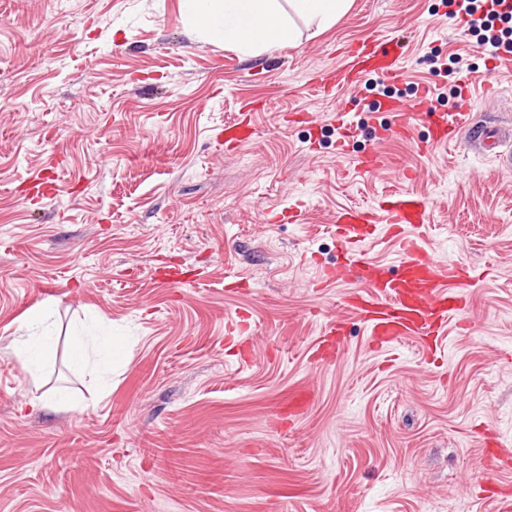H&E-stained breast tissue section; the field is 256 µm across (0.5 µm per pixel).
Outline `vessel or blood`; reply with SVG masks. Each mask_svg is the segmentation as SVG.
Instances as JSON below:
<instances>
[{"label": "vessel or blood", "mask_w": 512, "mask_h": 512, "mask_svg": "<svg viewBox=\"0 0 512 512\" xmlns=\"http://www.w3.org/2000/svg\"><path fill=\"white\" fill-rule=\"evenodd\" d=\"M406 53L399 39L366 36L344 49L347 63L343 68L332 72L329 78L317 79L315 85L325 94L345 87L354 89L372 73L390 84H401ZM381 108L391 116L393 134H406L418 121L428 127L433 145L456 141L471 124L469 105L464 101L456 111L448 113L425 112L396 98L383 100ZM254 135L251 124L226 125L224 147L237 149ZM426 221L425 199L404 190L385 193L377 204L348 206L336 213V238L350 258L325 269L322 282L329 285L348 277L364 282L363 290L347 297L346 306L356 315L373 348L391 347L414 336H442L449 327L462 324L464 289L474 273L460 261L439 262L430 257L423 232ZM382 237L399 245L395 269L375 265L364 254L367 245Z\"/></svg>", "instance_id": "b4317fda"}]
</instances>
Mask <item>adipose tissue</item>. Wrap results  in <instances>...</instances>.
I'll return each mask as SVG.
<instances>
[{
	"instance_id": "adipose-tissue-1",
	"label": "adipose tissue",
	"mask_w": 512,
	"mask_h": 512,
	"mask_svg": "<svg viewBox=\"0 0 512 512\" xmlns=\"http://www.w3.org/2000/svg\"><path fill=\"white\" fill-rule=\"evenodd\" d=\"M186 19L210 41L235 45L252 54L292 44L296 38L294 17L316 22L318 28L333 25L350 7V0H184ZM50 309L31 310L21 321L22 334L14 341L16 356L32 378H39L52 349L46 335Z\"/></svg>"
}]
</instances>
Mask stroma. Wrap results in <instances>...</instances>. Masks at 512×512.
<instances>
[{
    "instance_id": "obj_1",
    "label": "stroma",
    "mask_w": 512,
    "mask_h": 512,
    "mask_svg": "<svg viewBox=\"0 0 512 512\" xmlns=\"http://www.w3.org/2000/svg\"><path fill=\"white\" fill-rule=\"evenodd\" d=\"M294 23V44L247 55L192 30L183 0H0V512H497L481 484L512 488L476 438L494 430L512 453V61L445 0H353L326 31ZM372 31L404 37L403 85L316 96V72ZM456 53L499 149L465 133L417 154L419 122L373 142L384 96L430 83L432 109L455 111ZM247 101L256 135L225 150ZM344 111L358 129L341 154ZM304 112L319 137L290 122ZM373 147L384 166L357 174ZM44 175L51 193L32 196ZM391 189L427 199L434 259L476 271L466 329L433 353L418 337L374 351L345 306L354 284L319 285L341 258L337 210ZM167 268L187 284L163 287ZM42 303L54 356L35 383L10 343ZM336 317L344 352L314 362ZM300 386L307 413L277 418Z\"/></svg>"
}]
</instances>
